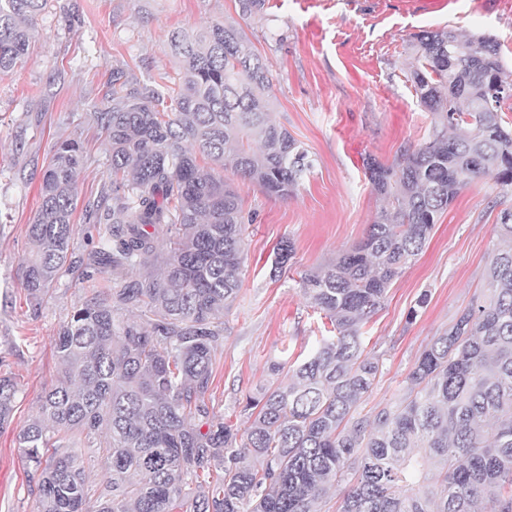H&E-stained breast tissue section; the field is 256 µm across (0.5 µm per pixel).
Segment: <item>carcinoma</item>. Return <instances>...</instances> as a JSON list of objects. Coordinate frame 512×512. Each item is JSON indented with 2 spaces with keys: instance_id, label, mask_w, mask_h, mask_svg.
I'll use <instances>...</instances> for the list:
<instances>
[{
  "instance_id": "carcinoma-1",
  "label": "carcinoma",
  "mask_w": 512,
  "mask_h": 512,
  "mask_svg": "<svg viewBox=\"0 0 512 512\" xmlns=\"http://www.w3.org/2000/svg\"><path fill=\"white\" fill-rule=\"evenodd\" d=\"M243 19L266 0H235ZM48 0H0V74L22 62ZM410 80L432 114L426 141L391 165L366 161L386 205L364 239L299 287L329 320L302 363L247 397L241 427L206 393L224 351V311L242 287L245 217L224 166L271 197L310 173L306 149L271 115V73L244 31L216 22L171 38L180 86L159 89L112 69L91 120L106 131L112 179L86 205L98 246L71 251L82 155L56 143L20 263L38 313L74 270L112 274L60 325L57 374L18 431L33 512H512V207L497 216L486 288L426 346L394 403L363 415L379 359L361 329L419 255L463 188L489 177L512 193V130L501 116L512 68L491 35L422 30ZM19 384L0 375V427ZM88 456H83L82 451ZM101 461L104 487L84 461ZM221 476L213 481L205 476Z\"/></svg>"
}]
</instances>
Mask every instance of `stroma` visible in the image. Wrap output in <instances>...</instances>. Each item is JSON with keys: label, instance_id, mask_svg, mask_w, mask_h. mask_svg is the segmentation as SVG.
I'll return each mask as SVG.
<instances>
[{"label": "stroma", "instance_id": "stroma-1", "mask_svg": "<svg viewBox=\"0 0 512 512\" xmlns=\"http://www.w3.org/2000/svg\"><path fill=\"white\" fill-rule=\"evenodd\" d=\"M224 19L239 23L267 63L273 117L313 161L285 199L223 170L249 217L247 260L243 287L224 314V353L206 400L235 422L245 396L269 383V364L302 361L330 326L298 279L363 239L375 221L382 200L365 160L392 163L428 136L431 116L407 79L412 35L490 34L512 66V0H268L261 19L240 18L235 0H49L24 63L0 75V373L21 387L14 421L0 429V512L33 510L36 477L17 433L56 374L60 324L106 283L66 277L39 312L28 307L18 267L48 159L57 141H77L79 202L94 199L109 179L110 145L88 114L102 107L113 67L173 85L180 64L169 35ZM500 209L491 179L464 188L363 325L364 347L380 357L382 372L362 412L399 394L433 337L485 288ZM284 241L294 246V263L276 277L271 268Z\"/></svg>", "mask_w": 512, "mask_h": 512}]
</instances>
